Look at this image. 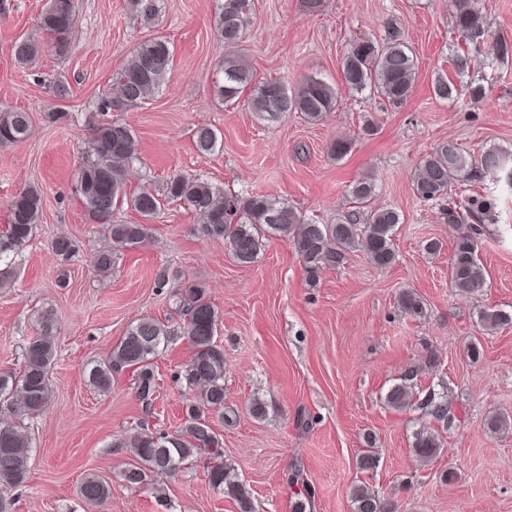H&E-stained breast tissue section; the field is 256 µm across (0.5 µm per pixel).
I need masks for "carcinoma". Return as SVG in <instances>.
Masks as SVG:
<instances>
[{
  "instance_id": "1",
  "label": "carcinoma",
  "mask_w": 512,
  "mask_h": 512,
  "mask_svg": "<svg viewBox=\"0 0 512 512\" xmlns=\"http://www.w3.org/2000/svg\"><path fill=\"white\" fill-rule=\"evenodd\" d=\"M456 29L472 44L484 42L485 21L479 0H451ZM252 0H222L216 16V32L224 42V85L219 95L224 101L235 99L240 89L251 86L249 105L252 111L273 118L283 112H300L317 121L332 112L337 103L335 88L318 78L302 80L290 89L278 80L254 81L253 72L244 67L236 49L246 35ZM75 24L73 0H48L37 19L41 39H23L11 47L17 63L28 64L46 48L63 55ZM172 70L167 43L153 40L141 45L127 64L112 77L115 91H109L96 105L100 113L137 104L147 92L162 86ZM416 74V61L400 30L388 28L381 40L352 43L342 62L341 77L355 90L371 89L387 105L398 108L409 99ZM31 129L29 113L15 108H0V142L16 143ZM218 141L209 127L196 132V147L211 152ZM136 141L132 130L116 122H101L92 128L85 159L78 170L75 194L89 218L107 226L112 248L94 254L96 270L107 277L112 274L114 251L135 249L146 239L149 221L166 202L175 201L187 212L200 217L207 232L224 239L231 258L248 264L256 258L262 237L278 234L296 252L310 284H317L322 271L344 264L348 253L361 247L370 262L385 268L395 261L394 228L399 214L387 207L376 210L350 211L333 224H318L288 205L262 194L242 196L224 191L197 175L175 174L168 178L163 192L142 188L133 195L126 193L124 165L136 159ZM512 173V152L490 149L472 156L452 141L439 143L420 163L414 182V194L423 202H442L441 219L446 224H466L457 237L450 263V278L460 292L471 294L484 288L483 268L477 260L478 240L484 234L483 221L493 209L492 199L471 189L490 174ZM371 178L357 180L352 196L362 204L373 194ZM130 205L142 221L113 224L117 207ZM42 210V196L35 186L17 192L9 201L6 224L0 227V262L24 245L35 230ZM173 296L177 313L182 317L181 335L193 351L190 363L178 374V380L193 392L183 406L182 422L173 433L141 429L121 442L129 449L131 463L125 480L145 486L159 475H173L195 460L206 463L210 484L231 495L240 512H253L252 493L238 479L234 469L224 463V439L212 427L213 418L224 417V348L217 343L219 317L207 297L206 289L193 282L176 286ZM397 307L405 314L418 317L423 312L420 297L412 290L398 295ZM40 333L24 348L20 372H0V399L10 403L15 421L0 422V512H9L3 493L21 487L28 474L30 442L24 421L41 414L51 398L49 372L55 357L52 341V314L39 315ZM481 322L487 329L512 325V313L484 311ZM174 332L164 322L144 317L131 325L113 345L109 357L96 363L88 373L91 386L106 390L112 377L125 369L136 376L137 397L152 400L157 390L155 358ZM413 368L401 382L391 386L385 401L402 410L412 397L409 381L417 377ZM420 406L435 420L448 423V399L431 392ZM441 448L439 435L419 431L414 435V455L425 462L435 458ZM85 502L97 504L107 498L109 485L96 474L86 476L79 487ZM355 512H397V506L377 493L360 487L353 492Z\"/></svg>"
}]
</instances>
